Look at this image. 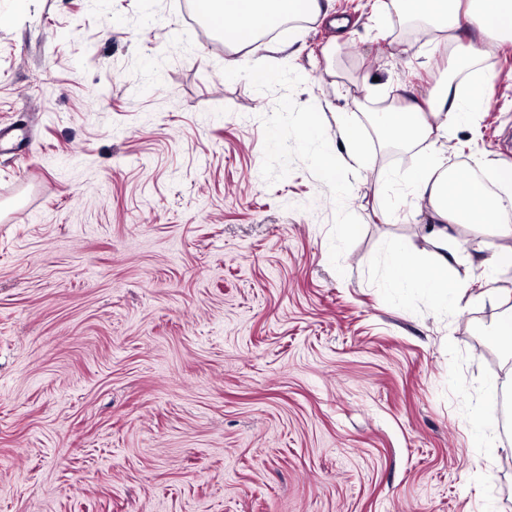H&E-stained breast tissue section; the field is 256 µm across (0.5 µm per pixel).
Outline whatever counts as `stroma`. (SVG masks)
Wrapping results in <instances>:
<instances>
[{
    "label": "stroma",
    "mask_w": 512,
    "mask_h": 512,
    "mask_svg": "<svg viewBox=\"0 0 512 512\" xmlns=\"http://www.w3.org/2000/svg\"><path fill=\"white\" fill-rule=\"evenodd\" d=\"M193 2L0 0V512H512V429L487 459L469 429L512 374L484 334L512 267L475 265L501 239L458 227L451 308L386 299L391 249L434 248L403 181L421 155L364 105L464 79L445 40L331 0L345 30L247 48ZM482 65L447 158L498 187L512 44ZM340 112L367 151L331 178Z\"/></svg>",
    "instance_id": "obj_1"
}]
</instances>
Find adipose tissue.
<instances>
[{
    "mask_svg": "<svg viewBox=\"0 0 512 512\" xmlns=\"http://www.w3.org/2000/svg\"><path fill=\"white\" fill-rule=\"evenodd\" d=\"M402 14L423 21L430 31L444 32L449 45L469 49L464 84L452 82L436 90L404 96L398 105L375 113L373 123L383 140L406 146L424 145L419 168L409 182L427 197L431 222L425 235L436 250L433 262L415 252L393 248L385 278L398 298L424 291L438 309L454 305L466 290L467 281L455 275L458 257L452 248L458 226L485 224L503 239L497 253L480 262L485 273L512 262V190L491 193L478 177L456 180L446 164L448 130L465 125L471 112L484 104L493 77L478 66L480 57L512 42V0H396ZM202 18L215 32L233 43H250L285 20L315 18L328 14V0H197ZM512 394V377L491 380L486 399L470 419L471 429L483 456L497 451L487 435L498 419L499 397Z\"/></svg>",
    "mask_w": 512,
    "mask_h": 512,
    "instance_id": "1",
    "label": "adipose tissue"
}]
</instances>
